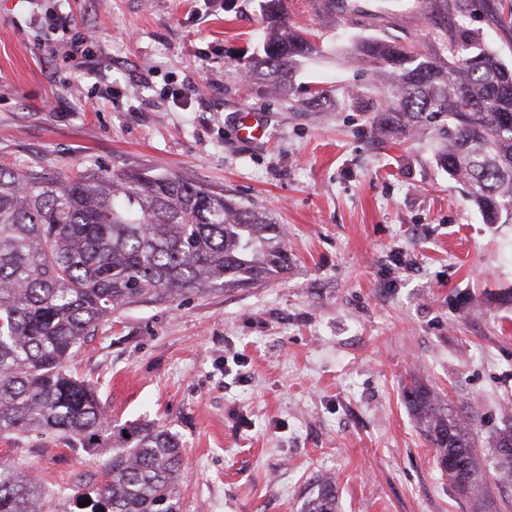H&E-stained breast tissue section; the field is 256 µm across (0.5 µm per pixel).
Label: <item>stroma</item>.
<instances>
[{
    "mask_svg": "<svg viewBox=\"0 0 512 512\" xmlns=\"http://www.w3.org/2000/svg\"><path fill=\"white\" fill-rule=\"evenodd\" d=\"M288 0L322 51L285 103L235 56L259 41L258 0H0V166L50 176L152 168L273 210L291 262L254 288L114 313L71 362L113 430L158 423L184 448L181 512H298L316 474L339 512H470L405 403L413 383L472 406L490 455L512 407V224H487L435 162L431 138L380 137L347 91L371 74L344 55L361 35L425 40L415 0ZM501 0L464 23L512 65ZM71 36L94 32L73 55ZM323 108L299 104L314 91ZM253 112L264 136L241 142ZM112 451L0 436V459L59 487L103 478Z\"/></svg>",
    "mask_w": 512,
    "mask_h": 512,
    "instance_id": "35a3bbf8",
    "label": "stroma"
}]
</instances>
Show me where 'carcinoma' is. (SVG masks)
<instances>
[{"mask_svg": "<svg viewBox=\"0 0 512 512\" xmlns=\"http://www.w3.org/2000/svg\"><path fill=\"white\" fill-rule=\"evenodd\" d=\"M262 53L239 59L249 80L285 98L293 71L316 51L313 33L288 20L286 0H260ZM432 38L362 37L351 54L379 82L363 101L378 134H433L437 165L463 184L487 224H512V68L473 29L448 23L468 0H419ZM284 232L267 211L243 206L174 173L84 170L70 177L0 167V433L56 436L87 446L111 427L94 384L68 363L99 324L129 305L251 288L288 270ZM434 461L472 512H501L485 478L472 415L421 385L406 390ZM105 478L76 491L89 512H181L179 439L162 426L119 433ZM512 416L494 456L512 477ZM300 512H337L330 475ZM56 491L26 463H0V512H50Z\"/></svg>", "mask_w": 512, "mask_h": 512, "instance_id": "obj_1", "label": "carcinoma"}]
</instances>
